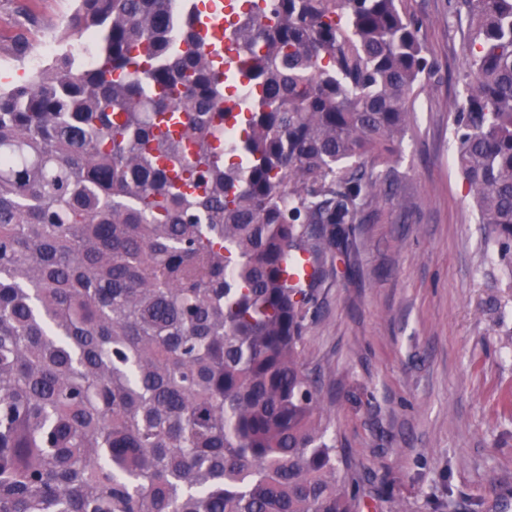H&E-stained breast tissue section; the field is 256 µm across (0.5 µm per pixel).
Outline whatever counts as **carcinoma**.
Listing matches in <instances>:
<instances>
[{
    "mask_svg": "<svg viewBox=\"0 0 512 512\" xmlns=\"http://www.w3.org/2000/svg\"><path fill=\"white\" fill-rule=\"evenodd\" d=\"M0 89V512H361L303 348L434 63L403 0H76ZM467 16L455 164L512 250V0ZM244 86L248 95H238ZM220 4L222 5L220 11L207 17L205 24L200 26L202 42L206 48L210 47L215 41L221 42V44L224 41V14H230L233 5L230 1L224 2V6L222 1Z\"/></svg>",
    "mask_w": 512,
    "mask_h": 512,
    "instance_id": "carcinoma-1",
    "label": "carcinoma"
}]
</instances>
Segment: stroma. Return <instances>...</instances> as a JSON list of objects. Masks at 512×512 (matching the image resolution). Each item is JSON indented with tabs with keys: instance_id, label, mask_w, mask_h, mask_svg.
I'll return each mask as SVG.
<instances>
[{
	"instance_id": "stroma-1",
	"label": "stroma",
	"mask_w": 512,
	"mask_h": 512,
	"mask_svg": "<svg viewBox=\"0 0 512 512\" xmlns=\"http://www.w3.org/2000/svg\"><path fill=\"white\" fill-rule=\"evenodd\" d=\"M75 7L0 0V81L21 77L38 37L60 38ZM403 7L437 73L409 103L392 195L322 259L305 356L340 476L372 512H512V261L452 161L468 23L447 0Z\"/></svg>"
}]
</instances>
